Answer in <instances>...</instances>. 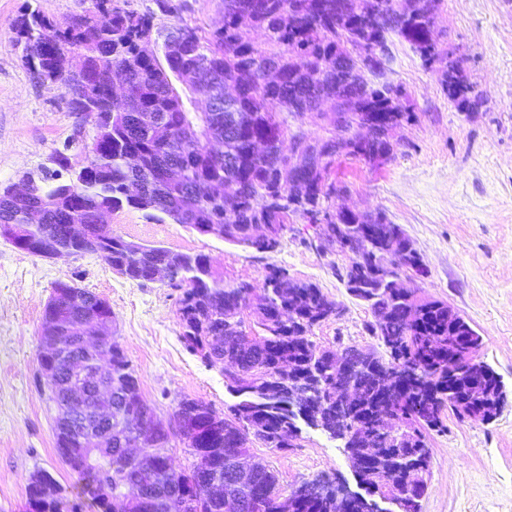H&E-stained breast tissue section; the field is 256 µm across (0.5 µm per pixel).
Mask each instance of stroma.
<instances>
[{"label": "stroma", "instance_id": "obj_1", "mask_svg": "<svg viewBox=\"0 0 512 512\" xmlns=\"http://www.w3.org/2000/svg\"><path fill=\"white\" fill-rule=\"evenodd\" d=\"M178 15H163L156 0H128L155 13L156 27L185 23L217 26L219 0H185ZM91 0H0V187L25 173L53 170L61 151L81 157L95 136L92 122L69 112L62 89L38 83L21 59L14 26L26 9L64 23L91 8ZM436 25L444 48L464 61L481 99L461 112L444 94L440 67L424 66L404 41L391 44V78L418 115L394 131L392 158L379 166L345 159L330 180L346 186L335 204L355 212L383 210L413 241L429 271L405 279L422 295L447 302L483 337L480 356L512 397V0H445ZM114 235L175 254L207 256L227 282L261 285L267 266L316 283L336 302L338 316L313 327L318 346L375 347L373 317L336 275L346 253L324 242L316 225L294 216L276 252L260 253L203 235L181 224L154 223L130 207L113 212ZM70 282L103 298L116 322V338L141 380L142 394L163 422L182 397L218 412L235 404L223 372L191 354L181 341L177 290L165 282L139 284L115 273L98 255L54 260L0 238V512H22L32 474L45 470L65 491L76 477L57 454L53 421L38 382L44 308L57 282ZM443 431L427 435L431 450L420 512H512V400L482 423L446 415ZM254 462L274 471L281 496L327 475L356 487L343 441L303 428L293 447L279 450L252 441Z\"/></svg>", "mask_w": 512, "mask_h": 512}]
</instances>
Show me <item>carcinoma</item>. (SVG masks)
I'll return each mask as SVG.
<instances>
[{"mask_svg": "<svg viewBox=\"0 0 512 512\" xmlns=\"http://www.w3.org/2000/svg\"><path fill=\"white\" fill-rule=\"evenodd\" d=\"M443 0H221L220 26L206 29L188 24L170 29L150 56L139 50L154 34V17L120 5V0H93V8L59 28L38 10L24 13L15 25L16 45L22 60L40 82L68 86L66 57H84L95 83L83 94L67 99L69 111L91 118L85 101L92 100L96 117L115 114L112 139L96 142L92 166L75 192L66 181L51 175L26 176L31 199L50 206L47 226L60 233L67 211L88 219L97 210L123 206L145 213L149 220L169 219L197 229L205 224L224 225V240L271 253V245L256 234L260 224L288 228L296 214L319 227L320 235L357 244L350 265L337 272L350 295L369 307L374 321L370 332L390 361L404 357L421 366L429 380L408 385L403 402L390 417L389 433L374 434L378 412L375 372L382 356L371 348L348 346V364L360 369L336 375L326 369L336 363V351L320 348L308 333L321 323L326 308L336 303L315 283L288 275L284 268H266L262 287L226 283L216 276L208 259L195 255L196 265L186 275L168 279L181 291L177 317L186 349L206 363L230 362L225 373L238 402L229 415L213 421L216 410L195 399L198 434L185 448H207L209 471L176 469L157 447L146 455L147 464L135 465L114 444L87 471L76 473L79 489L90 480H109L112 490L142 499L145 512H184L181 489L198 492L196 512H224L206 494L215 481L242 504L241 512H278L276 475L263 468L250 478L237 475L235 451L251 439L270 448L291 446V423L298 413L314 408L322 424L338 429L336 392L354 384L360 406L349 416L348 457L352 468L379 493L391 492L408 477V470H427L430 452L424 431L442 430L441 412L448 406V383L459 369L449 356L454 339L479 336L448 303L422 298L414 290L398 288L403 260L412 275H428L417 251L408 250L411 239L383 210L365 214H338L331 202L345 190L329 180L341 157L380 164L391 158V133L412 119L402 85L389 78V42H407L423 64L432 67L439 57L437 15ZM260 30L263 39L253 38ZM131 73V94L138 118L128 122L123 103L109 96L118 72ZM215 73L230 79L237 94L222 100L211 112L197 108L202 87L198 73ZM185 89L181 94L174 86ZM442 87L454 106L470 112L479 105L473 96L463 60L442 70ZM320 88L333 101L331 111L310 100ZM322 134L312 137L309 127ZM223 144L216 158L209 140ZM143 158L140 169L128 167L127 157ZM183 169L178 182L164 179L165 168ZM26 223L25 206L0 191V225ZM101 255L108 265L124 268L137 282H150L162 262L174 264L178 256L150 247L144 258H130L122 238L111 236ZM106 306L98 295L69 283L58 282L46 304L43 320L66 324ZM253 308L260 332L251 335L240 318ZM292 314L288 322L279 315ZM112 386L116 401H144L137 372L126 352L112 355ZM408 434L406 446L396 447L391 435ZM375 443L381 457L368 463L363 449ZM294 512H363L358 500L336 493L301 502Z\"/></svg>", "mask_w": 512, "mask_h": 512, "instance_id": "obj_1", "label": "carcinoma"}]
</instances>
